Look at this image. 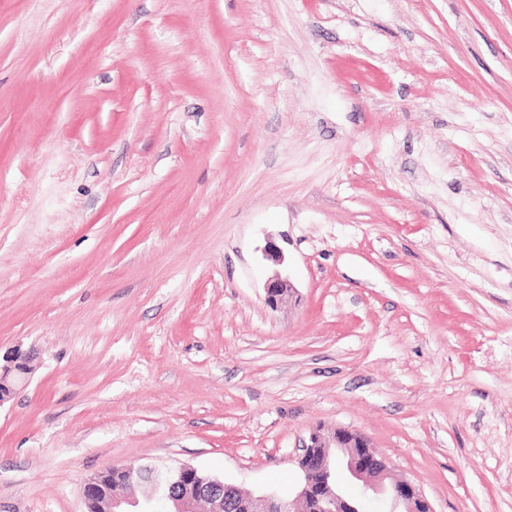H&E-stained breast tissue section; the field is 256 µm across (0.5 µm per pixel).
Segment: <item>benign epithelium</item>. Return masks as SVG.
Instances as JSON below:
<instances>
[{
  "label": "benign epithelium",
  "mask_w": 512,
  "mask_h": 512,
  "mask_svg": "<svg viewBox=\"0 0 512 512\" xmlns=\"http://www.w3.org/2000/svg\"><path fill=\"white\" fill-rule=\"evenodd\" d=\"M266 302L274 308L290 295L288 277L277 274L265 284ZM32 368L12 351L0 356V406L9 401L29 379ZM303 473V485L297 501L308 512H359L358 508L341 497L336 490L335 475L345 474L360 483L362 495L382 498L388 512H432L428 501L416 486L404 479H394L383 458L372 449L360 433L340 427H318L310 432L301 448L298 460ZM151 491L143 497H117L99 485L97 477L87 479L83 486L86 499L106 501V512H157L158 502L166 503V512H196L197 504L210 503L207 512H286V503L271 494L259 498L237 499L235 486L218 479L201 480L192 493L179 496L165 485L173 481L196 478L198 470L183 465L177 468L150 467Z\"/></svg>",
  "instance_id": "benign-epithelium-1"
}]
</instances>
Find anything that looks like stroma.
Wrapping results in <instances>:
<instances>
[{"label": "stroma", "mask_w": 512, "mask_h": 512, "mask_svg": "<svg viewBox=\"0 0 512 512\" xmlns=\"http://www.w3.org/2000/svg\"><path fill=\"white\" fill-rule=\"evenodd\" d=\"M16 348L0 512L117 465L292 495L319 425L512 512V0H0ZM265 292L267 304L274 308L277 307L286 296H290L292 287L288 277L279 273L266 281Z\"/></svg>", "instance_id": "1"}]
</instances>
